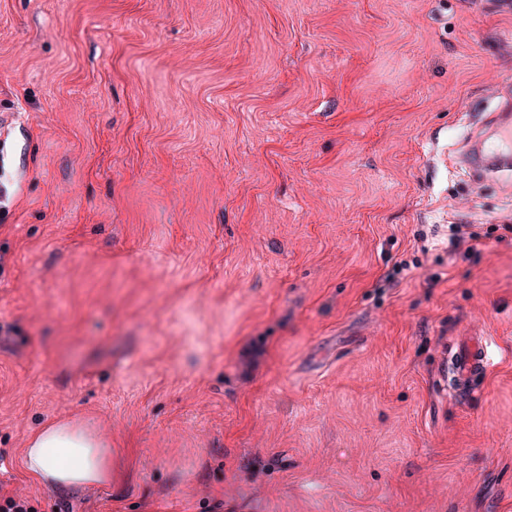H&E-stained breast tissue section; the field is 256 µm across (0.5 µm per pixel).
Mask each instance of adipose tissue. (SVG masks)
Returning a JSON list of instances; mask_svg holds the SVG:
<instances>
[{
    "mask_svg": "<svg viewBox=\"0 0 512 512\" xmlns=\"http://www.w3.org/2000/svg\"><path fill=\"white\" fill-rule=\"evenodd\" d=\"M24 467L49 487L87 488L112 482V443L91 422H60L33 431Z\"/></svg>",
    "mask_w": 512,
    "mask_h": 512,
    "instance_id": "obj_1",
    "label": "adipose tissue"
}]
</instances>
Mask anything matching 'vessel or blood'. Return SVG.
I'll list each match as a JSON object with an SVG mask.
<instances>
[{"mask_svg":"<svg viewBox=\"0 0 512 512\" xmlns=\"http://www.w3.org/2000/svg\"><path fill=\"white\" fill-rule=\"evenodd\" d=\"M512 160V100L503 99L494 125L480 136L464 162L481 176L495 173ZM490 366L485 345L469 343L459 347L455 376L460 393H469Z\"/></svg>","mask_w":512,"mask_h":512,"instance_id":"vessel-or-blood-1","label":"vessel or blood"}]
</instances>
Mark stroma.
I'll return each instance as SVG.
<instances>
[{"instance_id":"stroma-1","label":"stroma","mask_w":512,"mask_h":512,"mask_svg":"<svg viewBox=\"0 0 512 512\" xmlns=\"http://www.w3.org/2000/svg\"><path fill=\"white\" fill-rule=\"evenodd\" d=\"M504 0H0V492L37 512H512ZM493 338L455 394L449 352ZM89 418L111 485L29 433ZM512 154L511 97L503 99L494 125L476 141L471 152L463 158L465 164L481 176L493 174L510 164ZM449 245L450 251L454 253H461L463 245H467L463 251V255L479 252L481 247H488L487 240L492 238V233L489 232L482 236L481 234L471 231L470 224H452L449 225ZM24 467L48 487L112 484V441L93 422L43 426L27 438Z\"/></svg>"}]
</instances>
